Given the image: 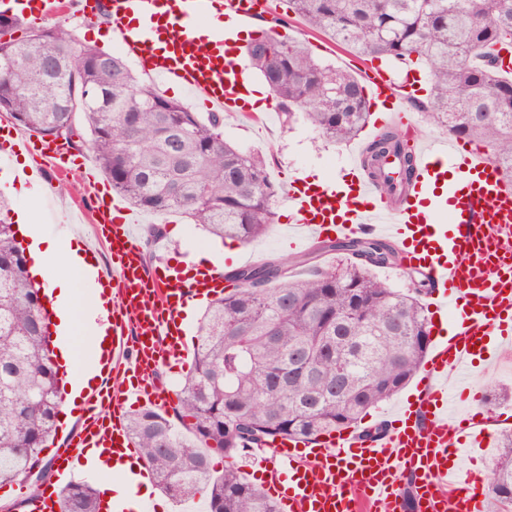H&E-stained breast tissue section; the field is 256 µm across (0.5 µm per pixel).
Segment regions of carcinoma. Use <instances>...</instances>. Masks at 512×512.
<instances>
[{
    "mask_svg": "<svg viewBox=\"0 0 512 512\" xmlns=\"http://www.w3.org/2000/svg\"><path fill=\"white\" fill-rule=\"evenodd\" d=\"M312 29L372 58L417 56L428 100L415 103L449 135L490 149L512 187V75L495 47L512 49V0H288ZM17 16L0 13V112L42 136L75 131L137 207L181 213L211 234L249 245L274 223L278 191L265 161L224 141L223 115L203 118L140 83L122 57L80 44L61 22L24 40ZM247 54L287 118L301 112L329 141L348 142L369 115L365 87L317 62L299 41L268 32ZM97 101L87 99L89 93ZM400 161L398 178L383 163ZM389 195L413 180L405 133L388 128L364 151ZM336 264L288 275L292 261L227 274L230 288L206 309L193 364L173 414L136 411L127 430L161 489L182 502L206 494L210 512H278L235 466L216 476L211 457L233 461L278 439L311 440L354 427L395 396L431 346L423 289L402 292L373 269L398 264L389 242L324 241ZM46 316L12 225L0 222V484L28 481L56 430L61 404ZM491 512H512V431L498 439L488 488ZM60 512H100L91 485L71 483Z\"/></svg>",
    "mask_w": 512,
    "mask_h": 512,
    "instance_id": "1",
    "label": "carcinoma"
}]
</instances>
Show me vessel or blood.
<instances>
[{"label": "vessel or blood", "mask_w": 512, "mask_h": 512, "mask_svg": "<svg viewBox=\"0 0 512 512\" xmlns=\"http://www.w3.org/2000/svg\"><path fill=\"white\" fill-rule=\"evenodd\" d=\"M268 0H79L78 14L106 19L123 52L145 72L185 88L220 112L238 108L240 73L216 29L209 49L195 33L201 22L225 16L245 22ZM372 102L388 121L402 116V98L387 74L369 80ZM416 176L398 198L382 193L362 163L347 182H291L287 199L294 222L287 231L298 243L342 241L371 233L394 239L402 272L426 275L432 314L454 311L448 332H435L414 393L388 412L380 437H362L351 427L308 441L279 439L252 454L247 470L263 473V487L282 512H485V466L461 468L468 449L488 447L483 429L491 412L481 393L471 409L449 410L448 380L465 379L470 366L493 364L512 348V250L498 235L512 224V192L484 152L446 139H413ZM97 228L112 250L111 274L99 282L112 292L104 316L110 331L107 372L120 387L101 381L82 397L83 425L66 435L53 460L61 479L88 448L137 455L124 424L127 405L160 406L167 398L155 383L159 365L186 358L175 338L178 307L195 297L223 294V273L180 278L149 272L140 256V216L121 198L93 183ZM447 194L454 207L450 224L427 219L421 194Z\"/></svg>", "instance_id": "obj_1"}]
</instances>
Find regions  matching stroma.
I'll list each match as a JSON object with an SVG mask.
<instances>
[{
  "mask_svg": "<svg viewBox=\"0 0 512 512\" xmlns=\"http://www.w3.org/2000/svg\"><path fill=\"white\" fill-rule=\"evenodd\" d=\"M53 19H59L72 30L78 41L111 53H120L116 38L110 37L101 21L82 22L65 11L57 10ZM255 26L259 31H274L283 41L301 40L306 42L314 59L332 65L357 80H364L367 69L386 70L399 89H406L411 64L399 63L386 58L365 60L351 49L338 46L324 32H313L289 10L287 0H273L271 12L256 16ZM382 131L377 114H370L368 121L357 139L347 144L327 141L302 114L285 118L281 111H261L252 115L225 114L224 138L240 150L262 157L267 163L271 181L280 194L275 202V222L269 232L252 244L241 247L237 261H225V270L236 266L256 265L269 259H289L293 262L291 272L303 278L308 273L304 264L311 254L310 248L295 246L289 241L285 229L292 222L285 190L291 180L304 178L306 174H320L323 180L342 178L349 169L352 154L363 149ZM71 165L62 181L68 185V192H55L44 196H31L0 183V198L4 199L12 212L31 211L38 226L60 224L75 211L77 205H88L90 180L106 181L107 176L97 164L93 154L85 149L71 150ZM137 235L143 257L149 267L167 265L170 271L184 266L193 250L210 249L217 241L192 220L182 214L163 216L145 212ZM163 226L161 237L151 238V225ZM512 387V352L502 353L499 363L475 369L468 382L456 386L455 395L471 391L488 393L491 387Z\"/></svg>",
  "mask_w": 512,
  "mask_h": 512,
  "instance_id": "35a3bbf8",
  "label": "stroma"
}]
</instances>
